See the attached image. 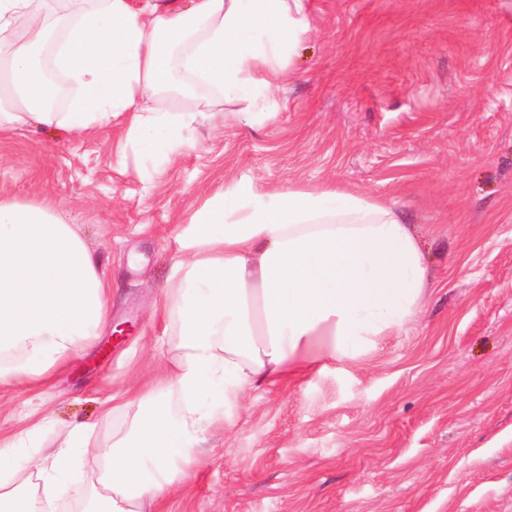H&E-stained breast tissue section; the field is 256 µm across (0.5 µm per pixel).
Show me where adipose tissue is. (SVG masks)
<instances>
[{
	"label": "adipose tissue",
	"mask_w": 512,
	"mask_h": 512,
	"mask_svg": "<svg viewBox=\"0 0 512 512\" xmlns=\"http://www.w3.org/2000/svg\"><path fill=\"white\" fill-rule=\"evenodd\" d=\"M312 31L308 0H0V131L56 125L70 137L126 117L147 158L195 145L196 125L230 112L261 126L281 110ZM67 85L46 102L38 68ZM173 87L179 107L162 106ZM163 294L178 323L173 367L134 402L99 489L79 423L52 447L35 429L0 435V512H45L62 496L91 512H153L206 461L214 428L243 400L322 358L356 362L401 331L434 285L395 204L336 185L264 188L241 179L195 212ZM112 292L77 225L47 202L0 199V386H36L92 349ZM36 469L39 493L14 477Z\"/></svg>",
	"instance_id": "ef3b65f1"
}]
</instances>
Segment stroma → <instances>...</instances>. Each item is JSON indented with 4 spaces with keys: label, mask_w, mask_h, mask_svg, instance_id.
Instances as JSON below:
<instances>
[{
    "label": "stroma",
    "mask_w": 512,
    "mask_h": 512,
    "mask_svg": "<svg viewBox=\"0 0 512 512\" xmlns=\"http://www.w3.org/2000/svg\"><path fill=\"white\" fill-rule=\"evenodd\" d=\"M313 32L277 118H216L196 147L142 157L124 120L82 138L0 132V198L78 225L112 288L98 346L13 412L108 448L109 397L169 371L162 287L190 216L249 179L396 203L435 274L416 322L362 362L326 359L254 392L213 460L156 512H512V0H310Z\"/></svg>",
    "instance_id": "stroma-1"
}]
</instances>
